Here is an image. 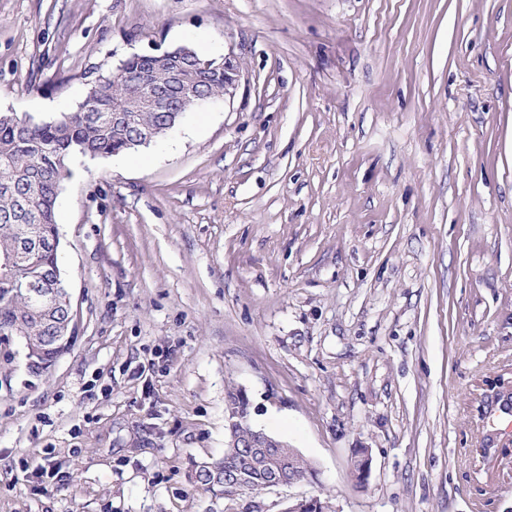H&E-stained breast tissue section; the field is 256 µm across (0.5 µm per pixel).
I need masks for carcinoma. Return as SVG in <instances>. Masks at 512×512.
I'll return each instance as SVG.
<instances>
[{
	"label": "carcinoma",
	"instance_id": "carcinoma-1",
	"mask_svg": "<svg viewBox=\"0 0 512 512\" xmlns=\"http://www.w3.org/2000/svg\"><path fill=\"white\" fill-rule=\"evenodd\" d=\"M124 75L112 82L85 84L75 110L49 120H24L0 112V260L11 254L19 240L33 232L48 242L59 234L57 201L70 166L78 160H98L132 153L144 144L158 143L187 118V112L164 109L138 112L133 122L122 116L130 83L140 82L157 92L166 91L173 77L152 54L128 57ZM188 76L198 81L209 99L224 97V73L195 65ZM58 265V250L45 248L13 265H0V332L15 336H44L41 320L63 316L64 306L46 311L24 293L29 283L51 285ZM226 416L234 420L239 442L251 441L258 430L251 422L250 403L238 390L227 392ZM251 449L227 448L218 461L197 466L195 479L204 489L221 496L239 491L260 492L272 476L273 464H255Z\"/></svg>",
	"mask_w": 512,
	"mask_h": 512
}]
</instances>
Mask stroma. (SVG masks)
I'll return each mask as SVG.
<instances>
[{"mask_svg": "<svg viewBox=\"0 0 512 512\" xmlns=\"http://www.w3.org/2000/svg\"><path fill=\"white\" fill-rule=\"evenodd\" d=\"M185 43L238 85L72 166L78 339L0 347V512H512V0H0V112ZM231 387L314 476L195 485Z\"/></svg>", "mask_w": 512, "mask_h": 512, "instance_id": "stroma-1", "label": "stroma"}]
</instances>
